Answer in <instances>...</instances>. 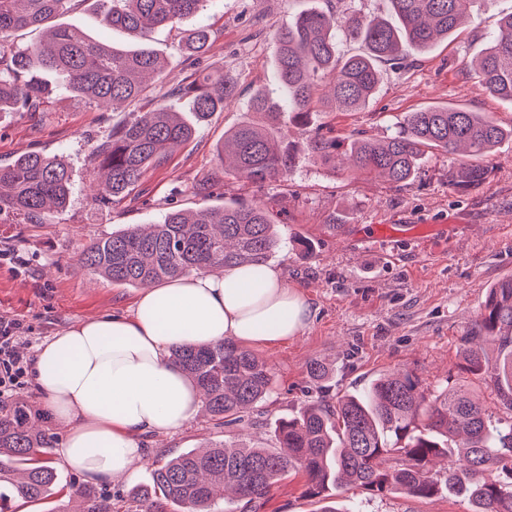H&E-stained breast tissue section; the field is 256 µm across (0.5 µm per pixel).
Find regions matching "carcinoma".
I'll list each match as a JSON object with an SVG mask.
<instances>
[{
    "mask_svg": "<svg viewBox=\"0 0 512 512\" xmlns=\"http://www.w3.org/2000/svg\"><path fill=\"white\" fill-rule=\"evenodd\" d=\"M77 0H0V112H35L61 90L99 106L134 101L160 76L164 65L147 45L118 50L83 39L58 27L49 37L17 49L11 33L38 28L71 9ZM103 23L145 38L156 27L174 25L197 15L207 0H96ZM393 18L353 19L348 35L365 52L337 56L336 31L326 15L309 11L291 27L274 33L280 96L303 122L320 95L346 109L364 108L376 92L379 63L397 61L431 48L461 25L467 7L485 0H390ZM204 25L189 30L186 45L199 52L209 43ZM476 87L512 102V12L501 17L496 34L472 62ZM198 117L224 107L236 96L230 74L206 75L182 86ZM249 111L255 118L224 133L220 148L224 173L253 183L277 181L291 171L296 155L285 144L284 113L269 92L253 93ZM193 127L174 112L158 108L141 112L112 128L95 145L91 160L103 171L96 198L119 201L152 165L186 143ZM507 131L477 112L436 106L407 113L402 128L375 138L365 132L345 137L316 133L304 145L306 154L336 170L346 157L357 173L407 185L426 155L434 150L469 160L448 169V184L460 193L481 186L490 174L485 159ZM72 182L68 165L57 156L31 152L0 167V211L42 214L65 207ZM281 238L273 216L260 202H238L221 208L169 211L159 224L128 227L87 245L81 262L89 270L126 286H149L216 266L265 264ZM464 350L463 369L483 376L503 405L512 410V278L487 293ZM172 362L199 389L211 418L232 424L270 392L267 363L232 340L203 347H175ZM331 369L321 360L307 365L308 377L320 384ZM22 403L0 415V512H12L13 498L41 501L55 485L57 471L45 461L48 435L30 422ZM276 446L260 448L223 442L165 460L151 471L152 498L144 512H218L230 491L251 503L291 472L305 476L304 495L322 499L328 487L359 490L372 496L403 491L431 498L443 491L470 505V512H512V420L494 421L465 386L425 388L410 373L377 379L359 395L345 394L334 405L309 403L279 421ZM460 453L467 465L453 462ZM398 463L384 468L386 455ZM448 459L444 474L433 462ZM75 512H114L112 498L72 488Z\"/></svg>",
    "mask_w": 512,
    "mask_h": 512,
    "instance_id": "carcinoma-1",
    "label": "carcinoma"
}]
</instances>
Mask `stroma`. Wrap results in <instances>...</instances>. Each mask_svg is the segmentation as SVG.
<instances>
[{"mask_svg": "<svg viewBox=\"0 0 512 512\" xmlns=\"http://www.w3.org/2000/svg\"><path fill=\"white\" fill-rule=\"evenodd\" d=\"M318 10L344 19L386 16L390 0H208L203 11L174 27L152 32L150 44L166 61V78L156 89V107L188 115L178 85L201 72L232 73L236 97L199 123L194 136L144 176L121 201L95 199L100 172L89 161L93 146L112 127L132 120L146 104L121 103L103 109L62 93L36 112H0V165L30 152L58 154L67 161L72 194L65 209L38 217L0 212V250L17 254L21 268L0 263V315L18 319L26 330L27 352L58 330L84 317L128 312L138 289L92 275L79 260L82 247L129 224H155L172 208H216L236 201L265 202L289 243L270 260L285 283L309 306L298 336L253 346L273 372L267 397L244 413L241 422L222 425L203 411L168 434L141 436L143 457L131 479L101 481L59 469L60 481L41 503L14 501L15 512H61L70 485L111 496L117 512H135L131 488L148 484L155 461L206 444L247 434L270 448L280 418L319 399L366 389L383 375L410 371L425 386L460 383L471 387L493 418L512 411L480 379L461 372L465 338L474 327L488 289L512 277V139L490 157L491 173L465 194L448 185L457 155L435 153L415 181L396 187L378 179L330 171L297 153L293 170L280 181L255 184L225 174L218 146L226 130L248 118L255 90L276 91L273 33ZM512 0L486 5L455 35L428 52L380 63L381 80L369 105L358 111L321 107L307 117L308 132L337 135L363 131L374 136L394 132L407 113L451 104L512 125V104L477 90L468 65L493 37ZM59 24L119 48L135 46L127 33L103 24L94 0L60 15ZM203 24L211 44L198 65L183 52L186 31ZM377 224H444L447 234L420 249L409 238H377ZM319 359L333 370L327 393L311 382L306 365ZM305 478L290 473L252 504L226 502V512H319L317 500L304 497ZM360 512H467L461 499L445 494L416 498L404 494L358 496Z\"/></svg>", "mask_w": 512, "mask_h": 512, "instance_id": "stroma-1", "label": "stroma"}]
</instances>
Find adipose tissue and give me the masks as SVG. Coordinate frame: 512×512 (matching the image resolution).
Returning <instances> with one entry per match:
<instances>
[{
  "mask_svg": "<svg viewBox=\"0 0 512 512\" xmlns=\"http://www.w3.org/2000/svg\"><path fill=\"white\" fill-rule=\"evenodd\" d=\"M308 315L304 297L260 264L176 279L144 290L131 315L67 325L34 364L47 413L68 430L60 463L104 481L132 476L138 436L182 428L197 401L173 347L282 342Z\"/></svg>",
  "mask_w": 512,
  "mask_h": 512,
  "instance_id": "ef3b65f1",
  "label": "adipose tissue"
}]
</instances>
